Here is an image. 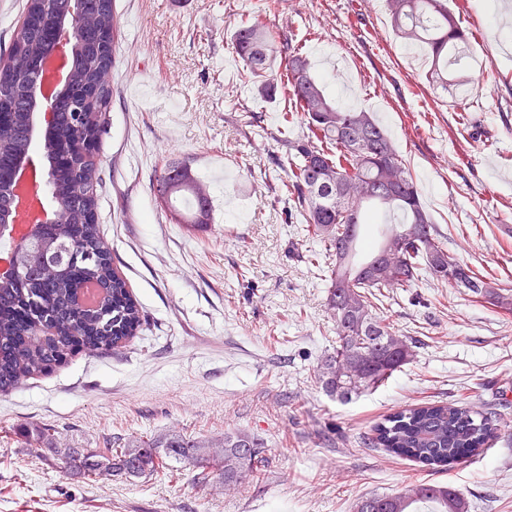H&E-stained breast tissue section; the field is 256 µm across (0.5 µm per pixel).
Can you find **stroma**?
<instances>
[{
    "mask_svg": "<svg viewBox=\"0 0 512 512\" xmlns=\"http://www.w3.org/2000/svg\"><path fill=\"white\" fill-rule=\"evenodd\" d=\"M448 8L476 61L461 101L429 84L386 0H114L97 222L144 320L125 346L75 354L0 394V512H354L420 481L452 484L469 512H512V434L445 471L369 444L384 415L423 402L512 425V314L429 279L390 289L380 314L415 343L413 359L351 402L327 396V283L305 258L316 243L285 220L273 161L287 104L258 93L230 45L257 19L298 46L338 104L383 124L449 254L512 288V0ZM244 112L260 113L264 135L241 124ZM173 163L206 185L209 224L178 223L159 199L155 179ZM24 423L54 426L53 447L25 444ZM227 429L263 441L259 478L228 487L173 460L146 479L90 482L57 466L59 448Z\"/></svg>",
    "mask_w": 512,
    "mask_h": 512,
    "instance_id": "obj_1",
    "label": "stroma"
}]
</instances>
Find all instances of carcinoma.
<instances>
[{
	"instance_id": "cac0c4a2",
	"label": "carcinoma",
	"mask_w": 512,
	"mask_h": 512,
	"mask_svg": "<svg viewBox=\"0 0 512 512\" xmlns=\"http://www.w3.org/2000/svg\"><path fill=\"white\" fill-rule=\"evenodd\" d=\"M71 0H27L26 26L19 30L0 66V110L15 119L0 127V161L22 159L31 149L35 111L31 60L49 51L46 26L67 18ZM398 36L423 49L430 59L428 80L444 93L470 84L468 35L448 10L446 0H387ZM113 0H80L77 53L71 93L55 103L58 119L46 136L43 158L55 165L58 149L76 144L77 109L83 124L97 134L108 110L112 88ZM231 49L248 77L260 78L266 97H287L301 115H291L308 133L280 141L277 165L286 175L288 216H301L317 240L328 276L327 309L336 324V348L319 367L324 392L348 402L384 384L414 356L413 343L389 331L372 299L388 288H411L422 274L465 288L476 298L512 313V289L494 288L468 263L448 254L425 210L410 170L383 126L369 112L336 105L323 79L289 42L277 41L259 22L242 23L231 33ZM101 162L95 154L79 157L76 171L51 174L50 203L59 224L52 235L20 253L16 274L0 281V393L50 372L76 352H110L134 336L141 308L125 279L112 266L110 249L96 220ZM156 183L159 197L190 202L180 214L186 224H207L210 208L195 199L198 179L186 164L166 167ZM381 216L398 217L387 225L382 242L349 237L353 225L374 224ZM498 419L470 407L424 403L386 415L375 427L373 443L424 466L446 467L476 455L499 436ZM22 439L51 444L48 425L22 424ZM221 449L224 484L256 478L265 463V448L244 431L199 439L170 434L162 439L135 437L120 448L105 442L102 450L67 448L63 469L93 481L105 473L147 478L167 461H186L205 469ZM468 512V503L449 483L424 482L405 493L361 498L356 512Z\"/></svg>"
}]
</instances>
